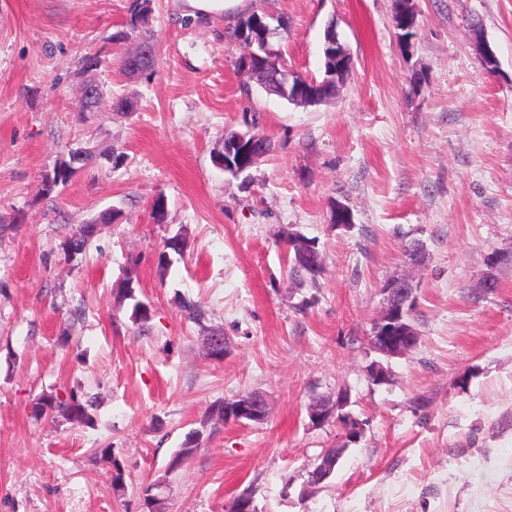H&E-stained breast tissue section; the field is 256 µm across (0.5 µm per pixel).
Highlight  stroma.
I'll list each match as a JSON object with an SVG mask.
<instances>
[{
	"label": "stroma",
	"instance_id": "1",
	"mask_svg": "<svg viewBox=\"0 0 512 512\" xmlns=\"http://www.w3.org/2000/svg\"><path fill=\"white\" fill-rule=\"evenodd\" d=\"M129 4L0 0V512H143L149 487L161 512H224L245 490L257 512H512V266L495 293L478 292L488 253L512 249V0H417L408 45L392 0H247L193 19L182 0H154V61L135 76L121 67L133 41L112 39ZM255 11L287 21L279 48L308 78L321 77L335 25L354 59L336 98L297 106L237 68L233 29ZM476 21L496 73L474 50ZM95 52L105 62L86 73ZM90 79L105 99L83 112ZM230 128L270 142L236 177L213 163ZM78 145L113 156L44 193ZM337 201L351 227L331 224ZM106 212L86 253L65 252ZM289 233L315 242L316 280L289 275ZM176 234L187 250L160 270ZM413 240L419 266L403 251ZM397 276L417 286L419 342L376 385L368 336ZM127 281L135 298L118 301ZM187 298L202 323L185 317ZM137 300L152 309L143 326ZM216 330L220 361L203 345ZM72 390L95 397L91 425L38 412ZM254 390L263 422L209 418ZM342 390L366 423L349 445L339 419L307 417ZM188 441L193 455L170 469ZM340 444L331 482L305 490Z\"/></svg>",
	"mask_w": 512,
	"mask_h": 512
}]
</instances>
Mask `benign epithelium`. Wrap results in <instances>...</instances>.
Wrapping results in <instances>:
<instances>
[{"instance_id":"benign-epithelium-1","label":"benign epithelium","mask_w":512,"mask_h":512,"mask_svg":"<svg viewBox=\"0 0 512 512\" xmlns=\"http://www.w3.org/2000/svg\"><path fill=\"white\" fill-rule=\"evenodd\" d=\"M395 11L393 23L396 29L412 36L416 26L417 7L416 0H394ZM475 47L481 58L482 66L486 72L496 69L497 58L490 44L483 35H475ZM324 50L336 56V69L330 74L327 83L330 91L337 92L345 79L351 74L354 60L349 50L342 44L336 31L329 27L325 32ZM252 43H247V52L242 56L243 69L272 93H286L299 101L320 99V96L311 92L300 84H292L295 74L288 68L283 55L279 51L265 50V54L253 59ZM262 157V151L258 146L256 137L238 135L230 141L224 142V149L214 154V162L217 167L227 171L236 172L238 168L247 167V163H256ZM332 223L338 227L348 228L352 224V215L349 208L340 201L333 204ZM512 264V252L491 250L486 257L487 271L479 281L480 293L486 295L498 286V278L495 271L504 262ZM383 309L375 321L374 339L377 344L376 352L388 357H400L413 348L418 341V332L408 322L411 307L416 299V285L409 277H396L388 280L382 288ZM370 380L379 385L386 383L391 375L389 368L379 361L370 363L367 369ZM348 394L339 392L333 401H317L308 407V417L313 427H320L325 420L336 410L346 405ZM224 413L240 418H259L265 416V412L254 394H246L236 398L232 402L224 403ZM341 457V451L331 455L321 462L314 475L307 480V485L317 487L322 484L335 470Z\"/></svg>"}]
</instances>
